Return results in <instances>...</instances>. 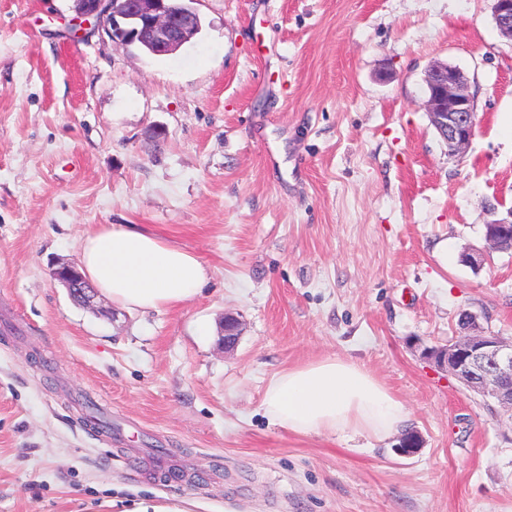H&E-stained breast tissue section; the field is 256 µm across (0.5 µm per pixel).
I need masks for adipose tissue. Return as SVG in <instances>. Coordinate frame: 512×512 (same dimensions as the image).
I'll use <instances>...</instances> for the list:
<instances>
[{"instance_id":"obj_1","label":"adipose tissue","mask_w":512,"mask_h":512,"mask_svg":"<svg viewBox=\"0 0 512 512\" xmlns=\"http://www.w3.org/2000/svg\"><path fill=\"white\" fill-rule=\"evenodd\" d=\"M81 270L113 304L148 312L183 306L207 282L199 257L136 224H106L81 246ZM296 434L382 440L407 425L403 403L353 361L328 357L281 373L264 401Z\"/></svg>"}]
</instances>
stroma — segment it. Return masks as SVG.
Listing matches in <instances>:
<instances>
[{
	"instance_id": "1",
	"label": "stroma",
	"mask_w": 512,
	"mask_h": 512,
	"mask_svg": "<svg viewBox=\"0 0 512 512\" xmlns=\"http://www.w3.org/2000/svg\"><path fill=\"white\" fill-rule=\"evenodd\" d=\"M195 8L200 33L147 56L74 0H0V512H512V419L422 356L465 312L512 336V254L484 236L512 210L494 0ZM436 60L479 120L453 157L424 109ZM103 224L193 251L202 294L73 301L51 273ZM334 356L404 403L418 453L270 421V382Z\"/></svg>"
}]
</instances>
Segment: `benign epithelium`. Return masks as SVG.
<instances>
[{
  "instance_id": "7a95c632",
  "label": "benign epithelium",
  "mask_w": 512,
  "mask_h": 512,
  "mask_svg": "<svg viewBox=\"0 0 512 512\" xmlns=\"http://www.w3.org/2000/svg\"><path fill=\"white\" fill-rule=\"evenodd\" d=\"M77 13L87 24L104 30L115 43L138 42L156 56L177 52L199 31L195 0H75ZM494 21L500 34L512 41V0H494ZM428 89L424 107L431 125L448 146V155L463 152L475 134L477 120L468 78L446 62L432 64L425 74ZM485 240L501 252H512V210L508 217L485 225ZM52 277L70 296L90 306L95 289L75 261L62 262ZM462 334L444 345L423 349L424 357L444 367L468 390L492 399L512 415V336L494 334L471 313L462 316ZM416 431L404 433L394 451L411 456L422 447Z\"/></svg>"
}]
</instances>
